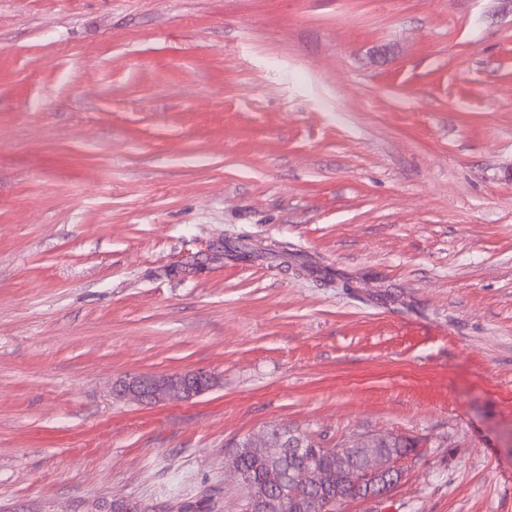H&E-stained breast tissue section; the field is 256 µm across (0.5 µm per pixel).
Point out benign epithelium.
Listing matches in <instances>:
<instances>
[{
	"label": "benign epithelium",
	"instance_id": "obj_1",
	"mask_svg": "<svg viewBox=\"0 0 512 512\" xmlns=\"http://www.w3.org/2000/svg\"><path fill=\"white\" fill-rule=\"evenodd\" d=\"M218 376L207 371H185L172 374L135 375L120 381L114 388L118 397H129L146 404L168 401H191L216 388ZM404 459L379 455L367 456L361 469L351 475L354 485L369 490L370 500L389 493L404 477Z\"/></svg>",
	"mask_w": 512,
	"mask_h": 512
}]
</instances>
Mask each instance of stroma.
Wrapping results in <instances>:
<instances>
[{
  "instance_id": "obj_1",
  "label": "stroma",
  "mask_w": 512,
  "mask_h": 512,
  "mask_svg": "<svg viewBox=\"0 0 512 512\" xmlns=\"http://www.w3.org/2000/svg\"><path fill=\"white\" fill-rule=\"evenodd\" d=\"M272 424L512 512V0H0V512H242ZM219 383L214 373L200 370L156 376L135 375L120 381L114 388V394L146 404L191 401L213 390Z\"/></svg>"
}]
</instances>
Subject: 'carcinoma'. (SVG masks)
<instances>
[{
  "label": "carcinoma",
  "mask_w": 512,
  "mask_h": 512,
  "mask_svg": "<svg viewBox=\"0 0 512 512\" xmlns=\"http://www.w3.org/2000/svg\"><path fill=\"white\" fill-rule=\"evenodd\" d=\"M247 438L236 442L239 463L244 474V512H281L277 507V495L266 508L251 506L249 494L251 489L263 492L270 484V472L275 471L278 479L288 487L291 496L288 499L287 512H316L315 503L326 498L339 496L345 500L361 497L360 489L353 485L350 473L362 466L359 450L346 448L344 443H336L334 448H326L322 442L311 434H304L301 448L283 447L275 456L264 457L253 454L245 447ZM419 441L412 437L400 435L383 445L396 453L415 454ZM319 466L337 474L334 482L328 487L316 488L304 481L306 471Z\"/></svg>",
  "instance_id": "carcinoma-1"
}]
</instances>
